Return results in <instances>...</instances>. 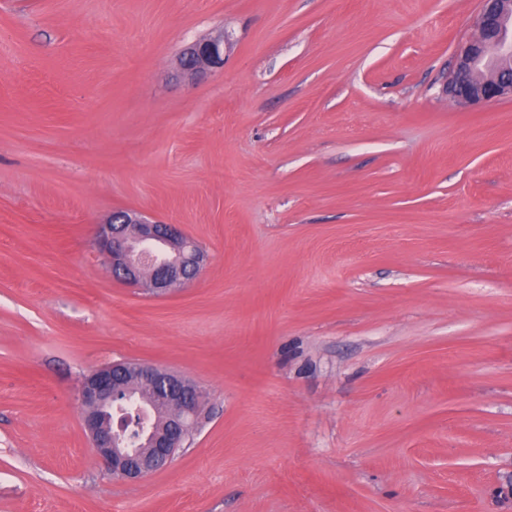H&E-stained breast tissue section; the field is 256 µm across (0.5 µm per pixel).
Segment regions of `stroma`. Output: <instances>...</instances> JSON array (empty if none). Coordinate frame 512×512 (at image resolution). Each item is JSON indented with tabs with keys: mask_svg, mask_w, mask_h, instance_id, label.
Returning a JSON list of instances; mask_svg holds the SVG:
<instances>
[{
	"mask_svg": "<svg viewBox=\"0 0 512 512\" xmlns=\"http://www.w3.org/2000/svg\"><path fill=\"white\" fill-rule=\"evenodd\" d=\"M479 8L0 0V512H512V100L442 93ZM117 210L205 270L115 280ZM124 360L204 394L134 483L78 401ZM232 47V40L223 32L214 37L196 40L183 48L180 56L181 68L191 78L221 70Z\"/></svg>",
	"mask_w": 512,
	"mask_h": 512,
	"instance_id": "stroma-1",
	"label": "stroma"
}]
</instances>
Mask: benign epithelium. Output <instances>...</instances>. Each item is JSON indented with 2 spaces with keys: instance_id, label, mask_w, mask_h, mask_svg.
Here are the masks:
<instances>
[{
  "instance_id": "obj_1",
  "label": "benign epithelium",
  "mask_w": 512,
  "mask_h": 512,
  "mask_svg": "<svg viewBox=\"0 0 512 512\" xmlns=\"http://www.w3.org/2000/svg\"><path fill=\"white\" fill-rule=\"evenodd\" d=\"M475 36L461 43L444 86L457 102L512 99V0H481ZM228 35L201 38L181 52L182 70L199 78L224 68ZM96 248L126 284L165 293L197 278L206 262L178 224L122 210L99 225ZM79 400L83 424L106 473L137 481L167 466L193 432L203 408L195 383L154 366L116 362L84 375Z\"/></svg>"
}]
</instances>
